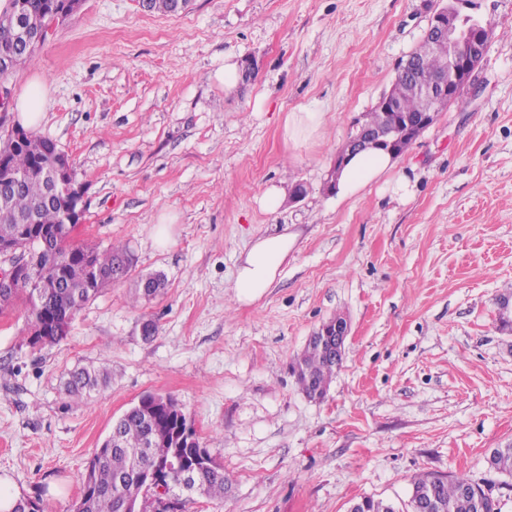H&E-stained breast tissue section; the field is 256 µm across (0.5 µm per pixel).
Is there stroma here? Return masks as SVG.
<instances>
[{
    "mask_svg": "<svg viewBox=\"0 0 512 512\" xmlns=\"http://www.w3.org/2000/svg\"><path fill=\"white\" fill-rule=\"evenodd\" d=\"M440 5L193 0L166 17L84 0L0 84L12 99L44 84L38 133L86 189L80 240L136 258L59 343L23 344L24 304L0 314V478L19 495L73 512L113 419L158 393L231 479L223 499L183 512H347L364 496L400 507L421 472L467 476L512 512V482L486 463L512 443V331L498 316L512 292V0H460L495 35L470 87L399 155L392 175L411 195L324 188ZM229 55L255 67L231 90L215 78ZM303 106L323 123L296 144L283 125ZM273 183L285 196L269 213L258 199ZM164 215L176 222L161 248ZM283 229L297 242L276 282L236 302L241 254ZM150 272L166 288L132 305ZM336 315L350 327L343 362L315 401L292 362ZM103 361L109 382L65 394L70 371Z\"/></svg>",
    "mask_w": 512,
    "mask_h": 512,
    "instance_id": "1",
    "label": "stroma"
}]
</instances>
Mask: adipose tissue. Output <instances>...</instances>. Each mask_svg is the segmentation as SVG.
Returning a JSON list of instances; mask_svg holds the SVG:
<instances>
[{
    "instance_id": "1",
    "label": "adipose tissue",
    "mask_w": 512,
    "mask_h": 512,
    "mask_svg": "<svg viewBox=\"0 0 512 512\" xmlns=\"http://www.w3.org/2000/svg\"><path fill=\"white\" fill-rule=\"evenodd\" d=\"M396 165V156L382 149L349 156L336 175L335 192L343 198L354 197L379 182ZM295 244V234L286 231L254 239L236 270V302L254 301L270 288Z\"/></svg>"
}]
</instances>
